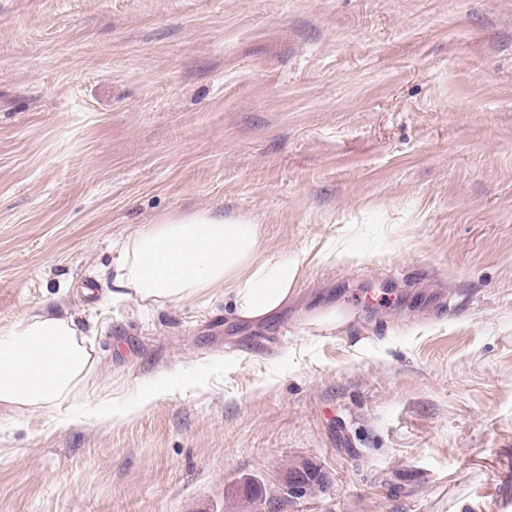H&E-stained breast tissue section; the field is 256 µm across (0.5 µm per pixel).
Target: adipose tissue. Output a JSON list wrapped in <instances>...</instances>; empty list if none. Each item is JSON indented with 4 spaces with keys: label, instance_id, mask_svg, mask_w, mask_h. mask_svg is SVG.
<instances>
[{
    "label": "adipose tissue",
    "instance_id": "1",
    "mask_svg": "<svg viewBox=\"0 0 512 512\" xmlns=\"http://www.w3.org/2000/svg\"><path fill=\"white\" fill-rule=\"evenodd\" d=\"M299 256L267 247L245 215L210 209L170 214L121 244L112 265V296L180 305L222 290L233 316L257 321L294 293ZM89 338L75 319L47 310L0 331V404L62 408L93 371Z\"/></svg>",
    "mask_w": 512,
    "mask_h": 512
}]
</instances>
